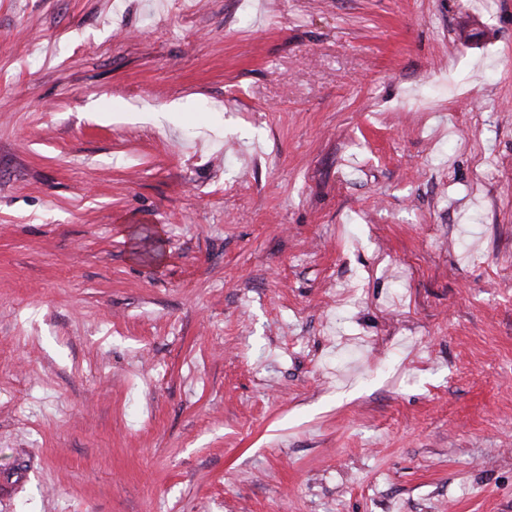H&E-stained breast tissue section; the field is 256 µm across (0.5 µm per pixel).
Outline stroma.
<instances>
[{
  "instance_id": "35a3bbf8",
  "label": "stroma",
  "mask_w": 512,
  "mask_h": 512,
  "mask_svg": "<svg viewBox=\"0 0 512 512\" xmlns=\"http://www.w3.org/2000/svg\"><path fill=\"white\" fill-rule=\"evenodd\" d=\"M0 512H512V0H0Z\"/></svg>"
}]
</instances>
